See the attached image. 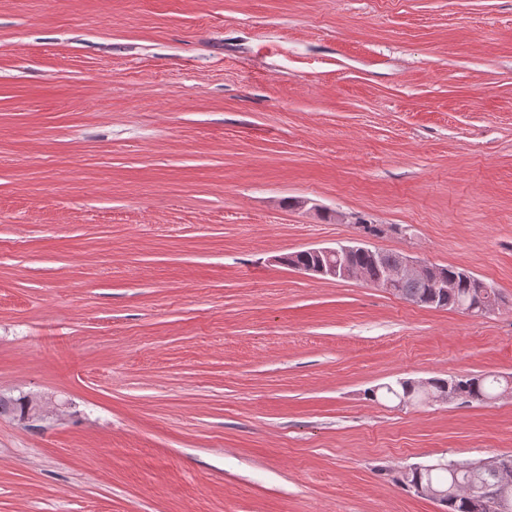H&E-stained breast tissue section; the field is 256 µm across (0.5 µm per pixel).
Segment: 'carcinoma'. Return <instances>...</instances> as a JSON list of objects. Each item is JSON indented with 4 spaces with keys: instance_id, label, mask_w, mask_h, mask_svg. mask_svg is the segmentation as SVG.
<instances>
[{
    "instance_id": "1",
    "label": "carcinoma",
    "mask_w": 512,
    "mask_h": 512,
    "mask_svg": "<svg viewBox=\"0 0 512 512\" xmlns=\"http://www.w3.org/2000/svg\"><path fill=\"white\" fill-rule=\"evenodd\" d=\"M397 257L396 253L380 250L375 254L368 250L357 251L349 257V266L360 271L365 280L375 284L387 279L389 271L394 269L397 264ZM313 262H315V257L303 251L289 253L284 260L285 265L298 270ZM436 269L441 275L455 281L454 287L436 302L426 303L427 296L433 293V285L423 280L399 282L394 287V293L420 306L436 309H461L469 313L476 310L475 303L481 299L483 292V280L474 275L463 276L461 269L453 265H438ZM431 382L435 391L454 387L461 392V396L470 401H483L492 397V393L486 385V379L480 375L466 374L448 378H433ZM386 392L398 399L402 397L421 399L418 388L410 381L399 383L397 390L388 385ZM28 399L29 395L23 393L18 396H0V416L8 415L17 421H23V415L28 407ZM419 479L425 482L431 480L448 488V499L443 504L444 512H476L468 498V491L472 485L480 481L493 482L495 476L481 463L475 462L459 471L454 483L440 475L431 472L420 474L415 470L402 473L397 478V482L404 487Z\"/></svg>"
}]
</instances>
